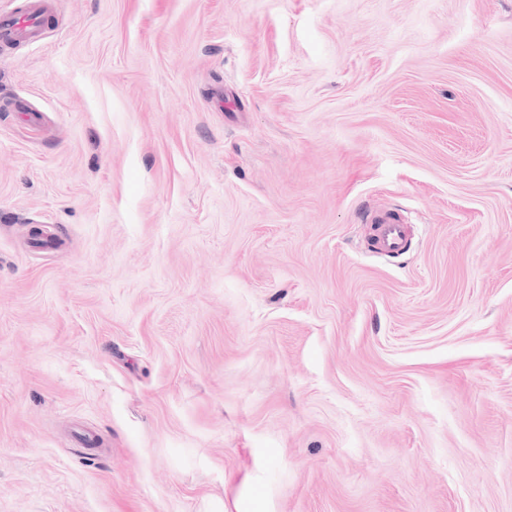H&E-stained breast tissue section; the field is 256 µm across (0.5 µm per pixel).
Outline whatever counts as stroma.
I'll list each match as a JSON object with an SVG mask.
<instances>
[{"instance_id":"obj_1","label":"stroma","mask_w":512,"mask_h":512,"mask_svg":"<svg viewBox=\"0 0 512 512\" xmlns=\"http://www.w3.org/2000/svg\"><path fill=\"white\" fill-rule=\"evenodd\" d=\"M44 2L0 512H512V0ZM371 222L373 249L382 254L397 255L405 251L410 228L402 218L391 211L367 215Z\"/></svg>"}]
</instances>
